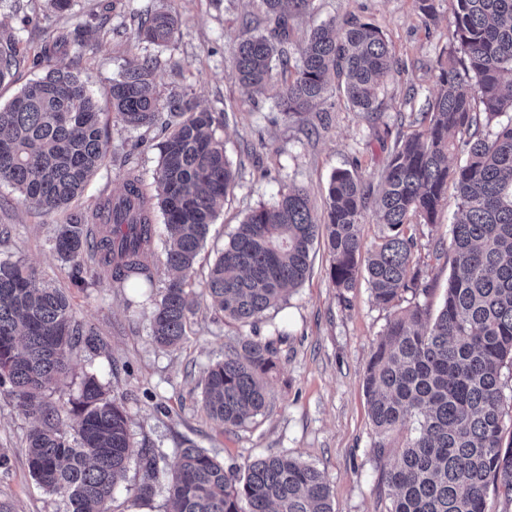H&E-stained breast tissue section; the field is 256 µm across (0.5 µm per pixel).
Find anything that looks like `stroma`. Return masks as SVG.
Here are the masks:
<instances>
[{"instance_id": "stroma-1", "label": "stroma", "mask_w": 512, "mask_h": 512, "mask_svg": "<svg viewBox=\"0 0 512 512\" xmlns=\"http://www.w3.org/2000/svg\"><path fill=\"white\" fill-rule=\"evenodd\" d=\"M315 4L314 12L295 19L294 43H301L313 26L330 21L340 25L354 16L377 25L391 43L398 71L379 95L378 120L354 109L334 86L324 103L301 120L255 104L230 74L234 46L244 33L242 20L260 14L256 0H71L63 13L48 0H0V23L13 30L20 51L30 55L39 50L46 32L102 25L82 61V77L94 95L109 87L127 60L152 57L162 100L183 98L211 112H226L218 134L235 172L189 280L197 299L179 348L154 343L152 305L135 296L129 285L103 274L74 286L71 265L57 255L52 242L66 212L31 209L6 182H0V230L8 237L0 244V262H22L39 281L63 289L77 318L98 340L97 351H74L68 373L46 393L48 401L63 408L65 424L74 422L71 402L83 375L90 373L123 398L133 447L163 451L160 483H167L182 442L189 439L237 468L261 455L292 456L323 474L335 512H388L384 462L375 453L380 439L369 416L364 377L371 349L396 309L415 300L436 309L444 300L448 257L436 254L435 243L449 239L458 212L456 189H448L437 224L412 228L422 293L404 295L396 307L382 309L360 281L337 298L327 250L323 241H316L309 277L270 309L257 329L263 336L275 328L288 333L277 368L266 378L270 410L246 427L227 430L207 415L201 401L207 369L223 359L226 344L250 333L249 327L216 314L201 295L210 266L237 224L250 208L274 203L292 184L303 186L315 212L323 213L330 176L338 169L353 170L365 190L376 191L394 136L412 132L420 106L439 91L455 0H440L438 18L428 26L418 16L415 0ZM159 7L178 19L174 38L161 46L136 39V12ZM102 121L108 159L72 202L75 210H91L100 198L117 194L127 166H136L145 182L153 180L157 152L152 145L163 138L162 125L145 131L150 146L143 150L114 122L111 111H104ZM30 427L13 396L0 389V454L9 460L7 471L0 472V501L11 503L15 512H63L61 499L39 488L30 476L24 452ZM140 481L138 464H130L114 512H168L166 491L146 502L139 499Z\"/></svg>"}]
</instances>
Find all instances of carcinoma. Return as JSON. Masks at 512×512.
Returning a JSON list of instances; mask_svg holds the SVG:
<instances>
[{"mask_svg":"<svg viewBox=\"0 0 512 512\" xmlns=\"http://www.w3.org/2000/svg\"><path fill=\"white\" fill-rule=\"evenodd\" d=\"M437 0H415L425 24L437 19ZM264 31L240 40L232 77L256 95L277 87L271 109L302 118L324 101L329 83L344 81L347 99L375 114L380 91L396 71L395 52L381 29L357 19L310 28L291 58V19L315 10V0H261ZM163 10L138 14L137 38L157 46L175 34ZM100 27L49 33L32 65L75 49L71 65L52 68L0 107V181L44 212L68 207L108 156L101 106L82 81L83 49ZM452 51L439 72L440 94L420 113L419 129L395 141L374 199L379 242L365 248L360 225L369 194L348 170L332 173L329 202L314 214L307 191L291 185L280 198L250 210L211 266L203 296L225 318L256 327L309 273V253L325 234L329 277L338 296L362 276L376 305L386 308L419 291L413 264L415 223H436L453 179L459 219L452 224L450 274L437 314L416 301L393 315L370 356L364 378L372 422L387 437L415 423L414 432L384 469L389 512H489L487 491L512 502V438L504 441L503 371L512 373V0H456L448 22ZM26 56L0 25V84ZM151 58L130 59L105 91L125 130L153 125L160 109L174 117L155 144L154 190L137 168L126 171L120 194L101 200L89 217L70 213L56 225L53 246L80 279L91 254L118 283L152 284L160 213L167 242L168 282L152 311L151 336L165 348L186 335L193 303L188 278L204 246L217 206L234 173L216 135L219 118L188 101L162 104ZM508 115L507 121L500 120ZM497 124L490 134L484 129ZM462 135L465 163L451 170L449 135ZM279 331L229 344L202 382L209 417L226 429L264 414L270 394L264 376L276 367ZM94 347L60 288L37 280L20 263H0V387H9L31 420L25 448L29 472L65 512H112L114 492L133 454L142 479L138 497L156 493L162 453L135 450L122 401L87 374L73 402L76 421L63 428L46 391L68 369L73 352ZM167 493L171 512H334L330 488L313 466L288 455L225 467L187 440Z\"/></svg>","mask_w":512,"mask_h":512,"instance_id":"carcinoma-1","label":"carcinoma"}]
</instances>
